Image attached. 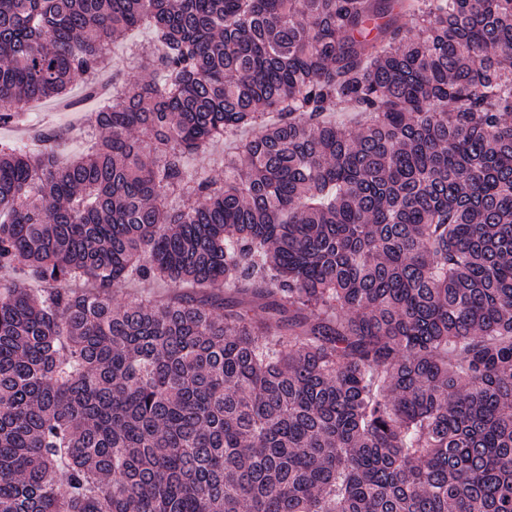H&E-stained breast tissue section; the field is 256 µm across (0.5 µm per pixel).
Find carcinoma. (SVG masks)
<instances>
[{
	"mask_svg": "<svg viewBox=\"0 0 512 512\" xmlns=\"http://www.w3.org/2000/svg\"><path fill=\"white\" fill-rule=\"evenodd\" d=\"M76 76L85 153L0 139V512H512V0H0V127ZM172 288L170 285L162 282H144V281H130L119 288L115 289V299L121 301L126 295L129 294H151V295H165L168 294Z\"/></svg>",
	"mask_w": 512,
	"mask_h": 512,
	"instance_id": "carcinoma-1",
	"label": "carcinoma"
}]
</instances>
